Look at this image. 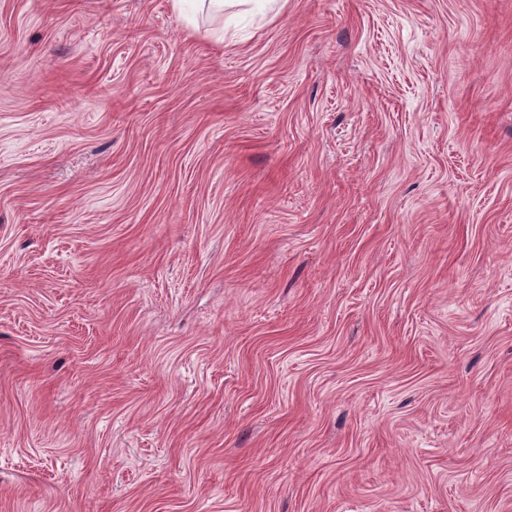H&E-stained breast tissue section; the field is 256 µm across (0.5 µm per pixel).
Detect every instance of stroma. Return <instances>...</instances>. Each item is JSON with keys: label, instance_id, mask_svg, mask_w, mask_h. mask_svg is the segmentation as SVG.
I'll list each match as a JSON object with an SVG mask.
<instances>
[{"label": "stroma", "instance_id": "1", "mask_svg": "<svg viewBox=\"0 0 512 512\" xmlns=\"http://www.w3.org/2000/svg\"><path fill=\"white\" fill-rule=\"evenodd\" d=\"M0 512H512V0H0Z\"/></svg>", "mask_w": 512, "mask_h": 512}]
</instances>
